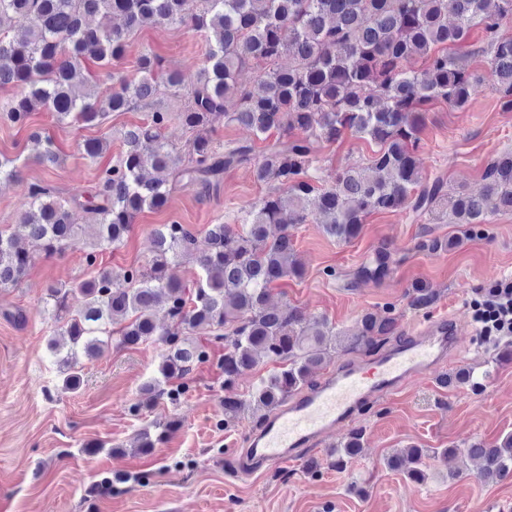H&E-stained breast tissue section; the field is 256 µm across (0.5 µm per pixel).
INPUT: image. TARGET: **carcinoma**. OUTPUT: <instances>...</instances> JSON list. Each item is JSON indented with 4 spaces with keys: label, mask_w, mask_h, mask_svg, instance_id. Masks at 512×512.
Returning a JSON list of instances; mask_svg holds the SVG:
<instances>
[{
    "label": "carcinoma",
    "mask_w": 512,
    "mask_h": 512,
    "mask_svg": "<svg viewBox=\"0 0 512 512\" xmlns=\"http://www.w3.org/2000/svg\"><path fill=\"white\" fill-rule=\"evenodd\" d=\"M0 0V88L18 89L0 106L14 124L28 125L36 109L59 122L92 123L108 112H124L152 97L162 85L182 90L179 76L162 69L158 57L140 56L137 76L119 77L101 97L83 71L86 61L124 57L130 33L151 25H187L208 42L200 78L185 91L186 110L153 112L146 122L128 129L125 151L104 169L96 193L73 203L90 214L91 223L75 224L66 204L37 185L17 229H0V290L17 286L33 257L19 245L24 237L40 243L47 256L62 254L75 240L90 239L85 262L93 275L75 285L47 289L46 304L55 324L49 348L62 387L78 390L83 382L80 357L94 359L105 350L157 344V373L140 389L131 406L135 416L153 410L161 400L179 403L191 390L188 377L211 362L224 377V427L249 413L261 425L288 397L313 385L315 372L332 359L354 350L372 351L397 330L387 307L365 312L347 330L326 317H309L288 303L274 305L271 292L288 278L304 275L293 230L315 219L324 233L342 243L358 238L366 218L376 212L410 211L418 217L448 211L454 224L471 234L500 211H512V150L491 158L483 190L469 193L448 188L441 177L420 171L416 156L426 125L424 106L442 100L463 110L483 83L512 111V35L501 32L512 19V0ZM486 33L483 55L488 76L471 71L466 57L448 51L466 42L472 27ZM417 55L421 71L404 66ZM292 59L286 67L279 60ZM254 70V82L241 87L238 75ZM224 116L248 128L257 138L279 139L258 159L248 144L216 149L213 120ZM177 119L193 132L185 155L174 154L162 129ZM299 131L302 136H294ZM349 134L375 143L369 163L339 168L332 185L319 184L314 145L333 143ZM33 159L46 168L60 163L50 138L28 135ZM87 158L106 150L101 139L79 144ZM252 168L255 181L270 190L249 205L242 224H210L206 248L194 256L197 278L191 284L169 275L171 265L191 254L192 233L180 224H161L153 231L152 257L146 268L114 272L97 267L100 248L117 245L144 209L167 205L179 184L208 193L224 171ZM15 160L0 157V183L18 179ZM279 233L270 234L272 226ZM448 238L421 237L420 252L449 250ZM394 264L390 244L375 248L353 271L346 287L381 282ZM81 296L74 309L71 299ZM439 292L424 281L407 291L409 307L427 310ZM266 359L278 368L259 378L246 395L237 392L239 378ZM489 377L467 369L444 376L475 387ZM181 423L170 418L143 429L135 448L150 455ZM354 431L329 464L340 469L362 448ZM448 455L436 448L409 447L386 458V466L412 484L425 480L423 458ZM463 456L478 463L477 477L497 482L512 475V433L487 446L474 442Z\"/></svg>",
    "instance_id": "carcinoma-1"
}]
</instances>
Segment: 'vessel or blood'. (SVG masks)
<instances>
[{
  "label": "vessel or blood",
  "mask_w": 512,
  "mask_h": 512,
  "mask_svg": "<svg viewBox=\"0 0 512 512\" xmlns=\"http://www.w3.org/2000/svg\"><path fill=\"white\" fill-rule=\"evenodd\" d=\"M455 320H431L372 363L351 362L311 392L291 400L250 436L252 464H279L297 449L345 425L361 400L398 391L408 380L437 369L456 348Z\"/></svg>",
  "instance_id": "1"
}]
</instances>
